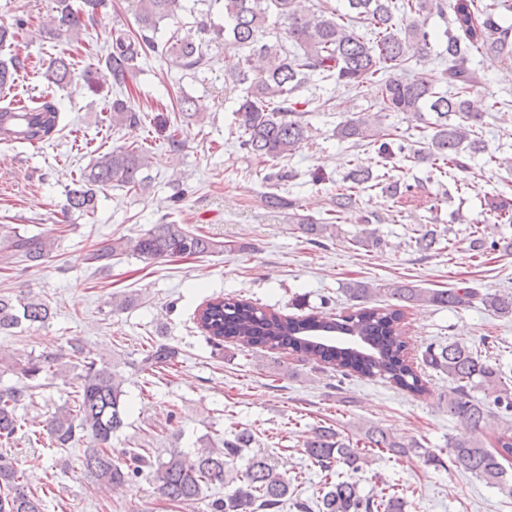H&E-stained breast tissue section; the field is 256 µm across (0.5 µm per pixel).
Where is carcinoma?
<instances>
[{
  "label": "carcinoma",
  "instance_id": "obj_1",
  "mask_svg": "<svg viewBox=\"0 0 512 512\" xmlns=\"http://www.w3.org/2000/svg\"><path fill=\"white\" fill-rule=\"evenodd\" d=\"M137 29L123 24L112 27L102 72L85 74L89 89L99 91V80L112 89V123L136 127L147 114L126 94L128 78L151 55L165 57L174 65L196 70L208 65L203 47L224 42L241 52L238 68L229 74L243 87L236 109V136L239 148L250 156L276 161L293 154L313 138V127L300 109L296 93L315 81L344 87L353 97L361 96L369 84L379 87L377 99L364 113H358L336 127V136L362 142L377 150L383 174L353 168L348 186L336 193V215L358 206L361 193L378 189L392 197L411 186L393 179L390 171L403 160L426 162L430 171L452 176L467 168V158L487 152L477 131L489 112L501 111L498 101L474 98L483 83L480 70L471 66L478 54L484 61H512V0H346L347 12H336L325 0H209V8L224 15L219 25L206 18L197 22L200 38H182L178 31L161 41V23L178 24L180 0H138ZM106 0H81L74 8L71 0H54L47 28L68 38L77 37L84 19L94 20ZM448 17L447 46L441 52L447 60L442 91L427 79L405 78L411 61L431 56L433 35L421 17ZM276 17L284 27L291 47L281 41H266L268 21ZM28 59L13 56L0 61V91L8 93L16 85L19 72L28 68ZM74 73L72 57H54L44 73L46 80L66 86ZM383 112H432L435 121L428 146L413 148L409 137L395 128L380 126ZM61 108L43 99L31 112L17 107H0V142L44 145L61 131ZM151 152L139 145L117 147L99 155L81 171L66 192L65 210L89 216L98 207L99 193L115 186L137 192L146 186L144 171L151 166ZM299 229L316 239L334 230L335 222L312 217L298 219ZM224 241L184 229L178 224H154L136 239L112 238L92 245L83 256L97 268L112 267V260L132 254L146 263L176 257H203L224 253ZM57 249V239L48 234H30L12 224H0V264L23 262L33 268L43 264ZM398 301L391 308L358 307L346 315L323 312L293 317L263 310L243 299L217 297L199 311L197 320L209 336L231 340L242 347L262 346L289 349L296 354L327 363L342 376H383L416 397L429 392L422 368L405 356L400 304L433 305L463 309L480 303L500 315L512 314V292L482 293L462 286L426 290L408 284L387 288ZM53 317L49 300L33 292L0 294V335L13 336L16 330L43 325ZM178 350L164 342L143 354L137 365L144 371L168 365ZM70 361L71 380L76 383L67 405L48 419L46 430L55 448H69L80 438L88 440L83 466L91 484L97 487L126 485L148 478L159 496L173 505H186L206 497L213 487L230 492L209 503L210 512H403L397 496H366L358 483L347 478L326 486L314 503L289 500L292 480L277 470L267 456L254 454L244 471L235 461L253 442V435L240 430L222 447L201 448L192 458L176 448L167 457L152 455L147 448H114L112 439L126 425L128 402L122 379L109 363L92 355L80 341L70 342V350L59 355H17L0 359V366L23 377V382L0 385V444L8 445L27 427L21 411L34 403L33 390L49 374L59 376V362ZM422 363L448 373L454 383L448 393V414L468 428L474 437L450 442L449 460L500 493L512 497V473L504 463L512 459V433H500L498 447L484 446L480 435L489 420L501 411H512V386L502 371L490 365L473 348L459 343L430 344ZM481 391L479 399L473 392ZM370 448H386L406 456L419 444H405L375 425L364 431ZM305 453L324 472L344 466L356 473L369 463L366 453L334 428L321 426L305 444ZM16 464L0 455V512H47L46 501L27 490L20 481Z\"/></svg>",
  "mask_w": 512,
  "mask_h": 512
}]
</instances>
